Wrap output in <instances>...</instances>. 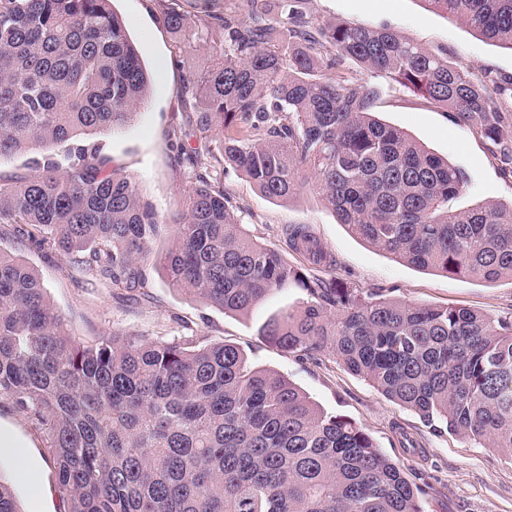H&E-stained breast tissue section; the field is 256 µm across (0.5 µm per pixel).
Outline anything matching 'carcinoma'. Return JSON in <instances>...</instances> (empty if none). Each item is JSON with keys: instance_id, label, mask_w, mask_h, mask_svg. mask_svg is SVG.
Returning <instances> with one entry per match:
<instances>
[{"instance_id": "cac0c4a2", "label": "carcinoma", "mask_w": 512, "mask_h": 512, "mask_svg": "<svg viewBox=\"0 0 512 512\" xmlns=\"http://www.w3.org/2000/svg\"><path fill=\"white\" fill-rule=\"evenodd\" d=\"M111 0H0V157L78 139L61 169L0 183V402L27 415L56 465L64 512H422L411 484L356 422L332 415L238 346L138 334L75 340L31 250L90 280L145 287L156 255L171 287L246 314L292 286L305 298L261 334L287 352L327 350L431 427L512 459V320L465 307L364 297L308 277L247 237L211 171L229 165L266 197L310 184L359 239L423 270L512 278V204L448 207L465 171L374 115L378 91L336 76L349 61L471 125L512 162V111L497 89L389 29L312 21L302 0H179L170 30L220 42L222 61L178 89L187 125L222 127L200 151L184 209L160 219L95 136L132 121L150 78ZM512 49V0H422ZM291 248L328 255L306 224Z\"/></svg>"}]
</instances>
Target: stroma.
Masks as SVG:
<instances>
[{"label": "stroma", "mask_w": 512, "mask_h": 512, "mask_svg": "<svg viewBox=\"0 0 512 512\" xmlns=\"http://www.w3.org/2000/svg\"><path fill=\"white\" fill-rule=\"evenodd\" d=\"M168 6V0H112V9L123 20L153 81L132 122L102 137L113 167L135 179L141 194L166 221L182 212L183 197L191 185L175 142L196 101L180 97L178 90L189 74L204 73L215 59L210 44L186 42L169 30L164 21ZM304 9L319 23L342 20L394 30L494 83L504 105L512 108V50L479 37L427 8L422 0H305ZM371 82L381 90L375 108L379 119L467 172L468 185L453 200V207L466 209L487 200L512 202V172L504 170L485 138L443 108L419 103L408 89L379 76ZM221 182L246 233L277 248L288 265L304 269L308 276L336 279L366 296L418 306H464L496 319L512 318L510 277L485 282L421 271L396 261L350 235L309 187L286 201L265 197L245 175L231 168L225 169ZM291 224L309 225L333 256L334 265L317 266L292 251L285 233ZM25 257L40 274L50 304L75 339L88 342L102 334L135 333L236 344L253 364L284 375L324 411L348 416L362 427L405 476L423 488L424 512H512V461L497 449L477 448L448 431L433 430L414 411L390 401L329 352L287 353L260 335L266 319L302 300L301 289L275 292L249 314L239 315L171 288L152 258L143 263L146 291L139 294L85 284L60 254L29 251ZM0 425L11 428L21 444L19 453L0 452V480L11 486L21 512H63L57 471L41 434L26 415L7 404L0 406ZM402 433L416 442V452L401 450L398 436Z\"/></svg>", "instance_id": "35a3bbf8"}]
</instances>
